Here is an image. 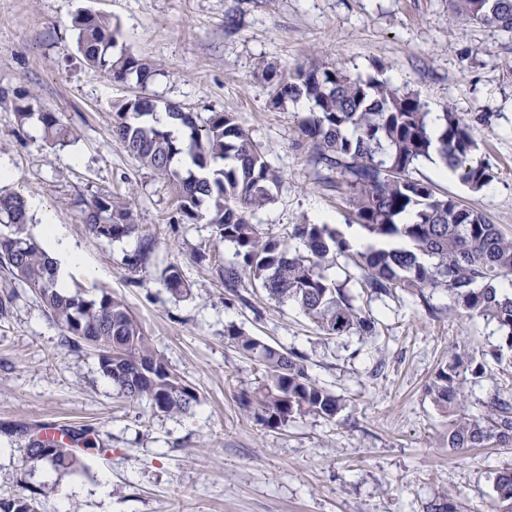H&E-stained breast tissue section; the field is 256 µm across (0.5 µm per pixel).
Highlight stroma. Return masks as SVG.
<instances>
[{
	"instance_id": "obj_1",
	"label": "stroma",
	"mask_w": 512,
	"mask_h": 512,
	"mask_svg": "<svg viewBox=\"0 0 512 512\" xmlns=\"http://www.w3.org/2000/svg\"><path fill=\"white\" fill-rule=\"evenodd\" d=\"M85 11L111 16L121 44L155 65L147 86L112 82L84 63L73 21ZM336 60L475 127L474 158L492 169L489 185L470 191L457 174L435 177L426 161L415 176L512 238V35L466 23L451 0H0V90L37 100L73 131L53 146L0 107V156L14 166L0 191L40 199L83 255L87 273L73 289L123 297L200 400L186 415L128 402L91 351L65 342L39 296L0 269V292L13 297L0 317V496L35 495L38 512H426L440 498L461 512H495L494 473L512 468V448L449 450L448 420L426 392L452 352L488 356L501 342L495 325L449 309L444 290L432 315L400 291L358 296L375 336L329 339L250 282L228 293L215 267L234 261L233 247L213 225L181 223L169 185L112 136L117 105L134 95L232 113L282 178L254 223L304 252L293 225L347 231L349 194L318 178L298 100L273 106L257 66ZM98 195L130 208L138 234L92 236L72 202ZM146 235L155 252L135 275L125 259ZM171 263L187 293L162 286ZM231 327L304 356L342 412L274 428L246 413L239 398L260 369L231 343ZM60 426L97 441L77 450L84 469L25 459L28 434Z\"/></svg>"
}]
</instances>
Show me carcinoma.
Instances as JSON below:
<instances>
[{"mask_svg": "<svg viewBox=\"0 0 512 512\" xmlns=\"http://www.w3.org/2000/svg\"><path fill=\"white\" fill-rule=\"evenodd\" d=\"M455 8L469 22L512 34V0H455ZM74 28L85 62L113 82L134 79L144 84L153 76L152 64L119 46L120 26L111 18L82 13ZM259 69L271 88L273 105L300 97L312 104V112L301 120V132L313 143L321 179L348 190L355 223L380 242L405 243L351 255L359 286L375 298L404 291L431 315L436 308L430 294L445 290L466 316L496 326L503 343L490 356L497 364L506 356L512 363V295L500 291V284L512 277V239L503 237L482 212L413 177L416 165L436 153L471 191L486 187L494 175L473 161L478 147L474 128L450 110L436 116L433 127L416 95L401 93L376 77H353L337 62L282 70L263 64ZM144 103L134 96L113 113L112 136L169 182L180 220H204L233 246L238 261L216 267L224 287L234 291L245 278L257 283L275 301L295 305L325 336L375 335V319L355 304L344 284L325 274L328 259L349 252L339 230L329 224L294 225L291 238L304 243L309 251L305 256L291 253L252 222L256 211L273 200L281 176L234 116L212 112L202 119L170 103L166 111L184 126V136L178 138L156 124L155 108ZM2 104L12 108L19 126L36 123L50 143L69 142L72 130L36 100L10 101L0 93ZM182 155L190 159L184 172L173 166ZM73 206L88 232L99 239L117 241L138 229L130 209L115 205L110 195L80 197ZM27 224L24 197L0 194V267L39 294L67 343L97 354L103 377L125 399L145 400L161 413H189L198 404L195 393L155 349L126 302L106 292L85 297L60 289L53 262L27 233ZM154 250L152 238H141L126 258L128 270L135 274L144 269ZM162 282L176 295L187 291L177 264L164 269ZM227 336L263 367L261 382L243 401L264 423L279 426L306 416L332 421L342 411V399L312 379L302 356L234 327L227 329ZM106 354L111 356L108 366L103 364ZM487 365L455 354L427 387L448 419V448L456 453L492 443L512 446V392L489 397L481 415L467 404L465 385L484 377ZM24 452L25 458L56 471L81 465L72 448L53 438L31 441ZM494 491L499 512H512V468L496 472ZM0 512H37V505L25 496L0 497Z\"/></svg>", "mask_w": 512, "mask_h": 512, "instance_id": "cac0c4a2", "label": "carcinoma"}]
</instances>
